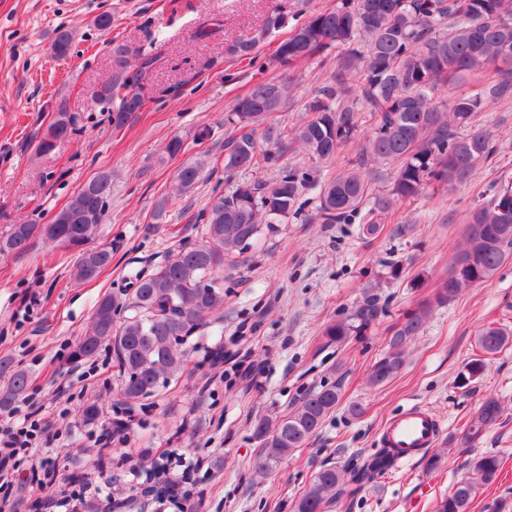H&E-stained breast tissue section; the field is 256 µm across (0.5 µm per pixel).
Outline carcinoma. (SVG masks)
I'll list each match as a JSON object with an SVG mask.
<instances>
[{"mask_svg":"<svg viewBox=\"0 0 512 512\" xmlns=\"http://www.w3.org/2000/svg\"><path fill=\"white\" fill-rule=\"evenodd\" d=\"M284 23L277 12L268 15L258 32L225 48L230 56L252 54L260 39ZM74 39L65 26L56 29L53 49L68 54ZM361 48H355V45ZM512 48V0H337L336 6L298 21L278 50L280 78L259 82L238 99L227 118L237 134L224 142L225 179L242 169H273L271 179L239 182L215 195L200 216L202 237L171 252L148 274L132 276L121 295L105 294L96 302L91 320L68 358L76 363L101 348L112 351L120 376L122 404L131 409L181 376L189 355L188 340L224 318V267L232 266L264 234H274L306 190L320 189L315 216L322 224L359 222L360 236L378 233L382 216L392 205L414 198L434 181L451 185L466 179L496 152L493 134L473 125L483 98L460 94L451 101L434 100L438 86L456 84L504 60L503 47ZM346 50L343 62L308 106L312 118L293 128L269 124L272 114L287 108V90L299 68L328 49ZM157 57L128 44L112 48L111 76L95 101L112 105V125L123 127L141 111L148 98L150 75ZM512 93V68H501L488 88L491 97ZM361 105L376 122L374 134L362 145V158L392 163L396 174L388 194L367 207L370 187L364 171L344 169L329 178L322 170L337 150L356 140ZM75 133L73 118L60 105L42 134L38 151L52 152L57 142ZM300 145L309 162L288 165L283 155ZM207 163L197 157L176 173L170 192L155 207L160 220L169 201L190 193L204 178ZM112 196V178L103 174L87 182L46 224L10 226L0 237V254L24 253L44 239L76 252L72 278L91 282L112 264L113 247L94 244ZM469 223L484 225L483 238L467 235L466 247L448 268L438 301L451 300L461 289L491 278L512 261V181L501 185L490 200L474 208ZM380 312L377 297L365 296L349 317L327 326L330 343L343 344L368 327ZM428 309L410 314L389 341L388 352L371 367L369 383L392 380L405 362L406 346L423 329ZM512 342V332L488 327L480 331L481 355L461 374L467 385L484 373L490 356ZM0 410L10 408L28 389L27 373L10 361H0ZM340 401L339 388L326 384L299 399L283 416L255 419L258 443L251 462L256 478L274 472L297 448L322 427ZM500 402L485 398L470 418L462 443L470 445L501 417ZM170 456L148 459L145 480L135 487L141 497L169 500L187 507L192 494L187 482L193 471L170 474ZM395 465L387 448L379 449L359 467L346 471L336 465L320 467L308 489L292 504V512H326L346 491L360 490ZM501 461L494 453L475 456L470 475L457 482L435 505V512H471L479 489L493 485ZM350 479H345V474Z\"/></svg>","mask_w":512,"mask_h":512,"instance_id":"carcinoma-1","label":"carcinoma"}]
</instances>
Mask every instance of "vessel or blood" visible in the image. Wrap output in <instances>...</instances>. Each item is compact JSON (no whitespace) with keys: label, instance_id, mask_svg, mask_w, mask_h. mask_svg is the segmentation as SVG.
I'll use <instances>...</instances> for the list:
<instances>
[{"label":"vessel or blood","instance_id":"b4317fda","mask_svg":"<svg viewBox=\"0 0 512 512\" xmlns=\"http://www.w3.org/2000/svg\"><path fill=\"white\" fill-rule=\"evenodd\" d=\"M441 433L437 415L428 406L412 404L383 426L380 442L382 447L393 449L398 462L403 463L434 447Z\"/></svg>","mask_w":512,"mask_h":512}]
</instances>
